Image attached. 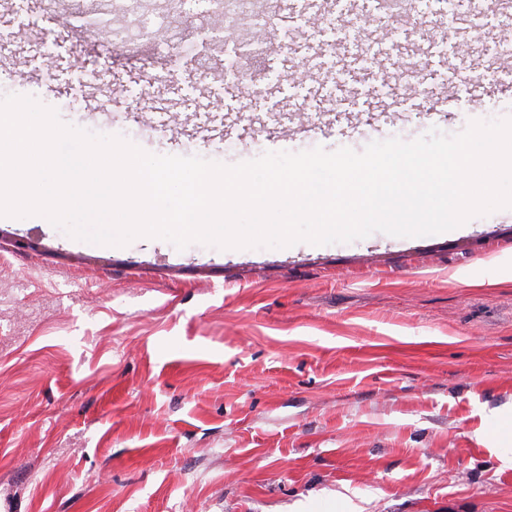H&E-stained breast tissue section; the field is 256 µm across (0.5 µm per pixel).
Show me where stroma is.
I'll return each mask as SVG.
<instances>
[{
    "label": "stroma",
    "mask_w": 512,
    "mask_h": 512,
    "mask_svg": "<svg viewBox=\"0 0 512 512\" xmlns=\"http://www.w3.org/2000/svg\"><path fill=\"white\" fill-rule=\"evenodd\" d=\"M0 0V95L158 155L356 151L512 116V29L336 0L239 44L142 0ZM109 28L73 48L78 15ZM352 11V12H353ZM512 209L422 237L221 250L0 217V512H512Z\"/></svg>",
    "instance_id": "stroma-1"
}]
</instances>
